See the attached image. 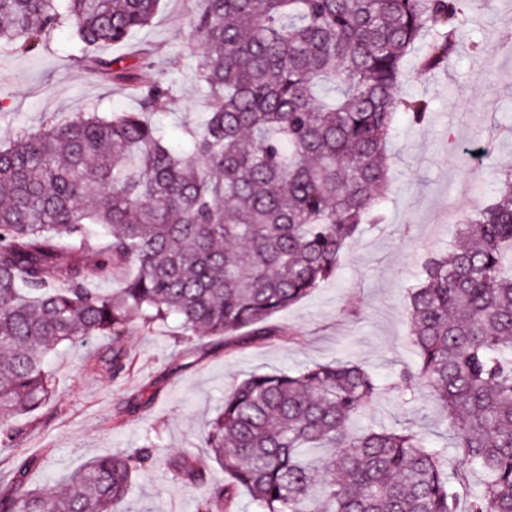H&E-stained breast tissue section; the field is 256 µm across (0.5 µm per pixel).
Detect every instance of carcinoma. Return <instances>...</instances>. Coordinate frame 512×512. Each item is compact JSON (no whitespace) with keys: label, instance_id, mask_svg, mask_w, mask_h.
Masks as SVG:
<instances>
[{"label":"carcinoma","instance_id":"1","mask_svg":"<svg viewBox=\"0 0 512 512\" xmlns=\"http://www.w3.org/2000/svg\"><path fill=\"white\" fill-rule=\"evenodd\" d=\"M159 0H0V48L29 53L68 29L80 53L124 42ZM468 26L462 0H203L192 38L208 105L191 154L150 119L173 83L95 60L135 92L134 112L45 118L0 145V512H128L134 478L153 469L147 443L88 461L47 487L42 458L20 449L15 419L55 393L47 355L112 337L103 360L130 369L122 340L134 310L150 328L180 319L182 339L269 335L265 323L333 277L346 242L379 224L396 116L425 121L401 95L433 71ZM334 89L323 102L318 83ZM451 256L431 259L408 293L418 362L404 376L445 408L457 461L419 431H353L379 391L351 362L255 372L206 426L218 480L189 453L164 468L205 489L197 512H234L246 490L260 512H512V168L460 224ZM126 273L102 294L94 279ZM483 473L465 510L453 479Z\"/></svg>","mask_w":512,"mask_h":512}]
</instances>
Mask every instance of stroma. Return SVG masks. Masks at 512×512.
Instances as JSON below:
<instances>
[{
  "mask_svg": "<svg viewBox=\"0 0 512 512\" xmlns=\"http://www.w3.org/2000/svg\"><path fill=\"white\" fill-rule=\"evenodd\" d=\"M200 2L161 0L148 26L99 51L103 58H122L141 79L175 82V105L160 109L155 119L165 139L182 147L208 100L196 80L202 49L187 26ZM466 10L471 22L448 63L404 75L403 95L426 98L430 120L419 127L407 116L398 118L385 223L347 245L335 276L274 315L266 339L185 343L177 319L148 330L136 325L123 340L132 365L119 379L90 367L92 355L111 345L110 337L58 346L48 356L56 380L53 401L39 417L17 421L24 447L43 460L33 484L55 481L93 457L123 453L149 439L163 453L189 451L209 464L201 436L234 385L254 372L335 359L359 363L377 379L380 391L367 421L408 422L435 445H451L429 391L403 403L401 373L417 362L407 339L408 290L431 249L450 247L458 234L445 213L482 206L495 191L496 171L512 165V137L486 133L491 125L512 129V0H466ZM146 58L152 69L142 68ZM135 106L121 82L94 74L73 57L68 32H55L29 54L0 51V144L20 131L38 130L51 114L67 118ZM197 496L156 467L132 484L128 503L131 512H196Z\"/></svg>",
  "mask_w": 512,
  "mask_h": 512,
  "instance_id": "35a3bbf8",
  "label": "stroma"
}]
</instances>
